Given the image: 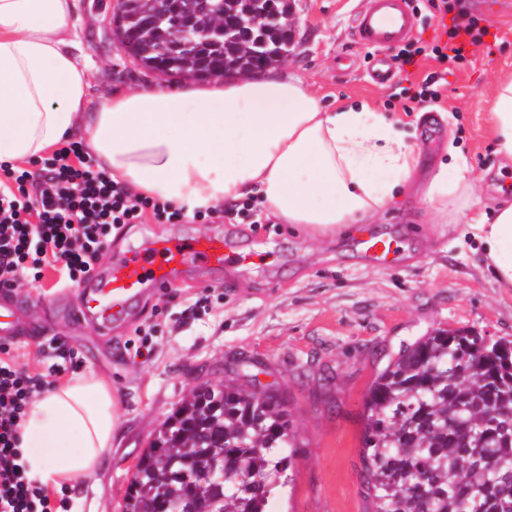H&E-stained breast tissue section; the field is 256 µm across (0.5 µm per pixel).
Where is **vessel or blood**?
Returning <instances> with one entry per match:
<instances>
[{"label": "vessel or blood", "mask_w": 512, "mask_h": 512, "mask_svg": "<svg viewBox=\"0 0 512 512\" xmlns=\"http://www.w3.org/2000/svg\"><path fill=\"white\" fill-rule=\"evenodd\" d=\"M415 29L416 15L409 0H368L367 8L357 13L355 36L364 48L374 53L366 73L370 83L381 85L391 80L393 72L385 51L410 39ZM240 260V255L220 252L218 245L201 246L194 240L159 248L149 245L98 278L92 294L81 302L80 312L105 325L148 286L165 283L170 276L169 263L227 264Z\"/></svg>", "instance_id": "1"}]
</instances>
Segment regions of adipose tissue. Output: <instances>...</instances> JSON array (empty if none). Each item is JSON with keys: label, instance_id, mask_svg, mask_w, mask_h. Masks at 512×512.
I'll use <instances>...</instances> for the list:
<instances>
[{"label": "adipose tissue", "instance_id": "obj_1", "mask_svg": "<svg viewBox=\"0 0 512 512\" xmlns=\"http://www.w3.org/2000/svg\"><path fill=\"white\" fill-rule=\"evenodd\" d=\"M80 0H0V162L83 140L130 191L192 213L258 195L266 215L319 242L373 219L410 182L421 152L368 104L324 107L295 77L149 83L90 107V76L70 20ZM512 161V80L491 112ZM422 200L437 223L467 214L499 287L512 289V201L481 208L466 165L440 164ZM122 425L94 369L50 383L28 405L19 450L45 488L91 480Z\"/></svg>", "mask_w": 512, "mask_h": 512}]
</instances>
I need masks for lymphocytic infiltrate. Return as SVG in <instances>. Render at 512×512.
Returning a JSON list of instances; mask_svg holds the SVG:
<instances>
[{
  "label": "lymphocytic infiltrate",
  "instance_id": "lymphocytic-infiltrate-1",
  "mask_svg": "<svg viewBox=\"0 0 512 512\" xmlns=\"http://www.w3.org/2000/svg\"><path fill=\"white\" fill-rule=\"evenodd\" d=\"M429 8L453 13L446 42H407L394 56L397 70L427 55L439 63H463L467 45L481 43L486 30L456 11L453 0H426ZM12 184L0 182V288L40 277L43 266L57 267L60 284L87 280L103 242L114 227L139 224L146 210L164 214L168 204L123 190L94 163L81 143H64L44 174L17 170ZM35 181V192L25 185ZM42 382L19 366L0 344V512H53L43 487L28 479L19 462V429Z\"/></svg>",
  "mask_w": 512,
  "mask_h": 512
}]
</instances>
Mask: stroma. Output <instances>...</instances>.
<instances>
[{
	"label": "stroma",
	"instance_id": "stroma-1",
	"mask_svg": "<svg viewBox=\"0 0 512 512\" xmlns=\"http://www.w3.org/2000/svg\"><path fill=\"white\" fill-rule=\"evenodd\" d=\"M116 0H81L75 39L90 68L89 99L156 81L113 41ZM488 39L448 67L437 104L405 93L429 72L419 58L393 82L363 79L371 60L356 41L353 18L364 0H292V43L278 76L302 78L327 107L367 103L400 118L423 151L428 176L447 150L460 148L484 199L512 200V162L497 151L490 112L495 89L512 77V0H466ZM388 239L376 261L361 239ZM218 239L245 261L188 264L137 298L108 326L76 313L82 285L61 288L50 269L10 293L14 324L0 332L15 360L45 380L92 366L123 402L122 428L88 483L50 491L71 512H121L134 467L161 424L193 384L260 381L283 394L300 448L289 484L267 512H367L363 472V402L376 374L406 345L439 328L471 329L512 340V292L498 288L463 224H435L419 194L399 188L380 219L361 231L313 242L265 216L261 206L223 217L146 212L141 224L112 230L98 269L157 240Z\"/></svg>",
	"mask_w": 512,
	"mask_h": 512
}]
</instances>
